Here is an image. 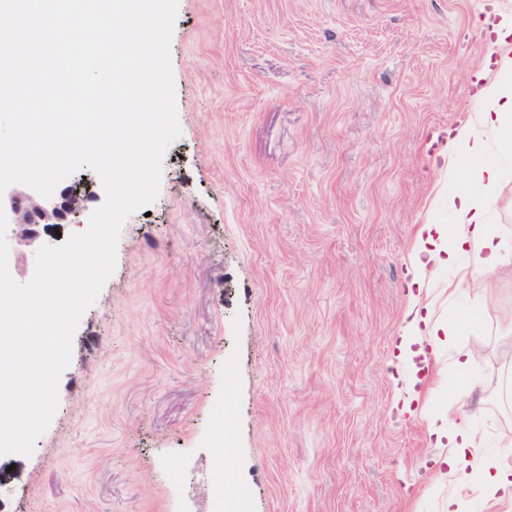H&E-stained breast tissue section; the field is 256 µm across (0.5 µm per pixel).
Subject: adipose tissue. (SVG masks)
Listing matches in <instances>:
<instances>
[{
  "label": "adipose tissue",
  "mask_w": 512,
  "mask_h": 512,
  "mask_svg": "<svg viewBox=\"0 0 512 512\" xmlns=\"http://www.w3.org/2000/svg\"><path fill=\"white\" fill-rule=\"evenodd\" d=\"M495 30L497 59L490 105L477 120L466 121L448 136L449 145L461 147L467 159L463 182L443 201L453 214L455 225L450 228L424 224L416 233L415 250L424 268L454 264L462 254L468 256L475 274L491 273L512 264V249L487 218L491 204L500 194L503 172L484 161L490 139H497L504 150H512V16L501 17ZM477 320L472 313L445 324L435 320L431 305L417 307L410 332L401 337L398 351L426 356L427 352L454 344ZM425 421L429 437L441 449L435 460L437 471L447 472L461 482V493L448 499V512H462L466 490L475 487L487 501L512 506L511 464L484 460L467 424L451 426L445 416L430 412Z\"/></svg>",
  "instance_id": "obj_1"
}]
</instances>
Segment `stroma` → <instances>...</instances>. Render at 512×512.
Returning a JSON list of instances; mask_svg holds the SVG:
<instances>
[{
    "label": "stroma",
    "mask_w": 512,
    "mask_h": 512,
    "mask_svg": "<svg viewBox=\"0 0 512 512\" xmlns=\"http://www.w3.org/2000/svg\"><path fill=\"white\" fill-rule=\"evenodd\" d=\"M512 0H178L180 136L156 199L73 337L31 456H0V512H448L440 450L410 397L512 456V266L434 315L480 318L430 362L395 341L413 304L417 227L452 225L464 177L448 131L483 111L480 21ZM490 221L512 237V155ZM222 420L228 440L212 437Z\"/></svg>",
    "instance_id": "35a3bbf8"
}]
</instances>
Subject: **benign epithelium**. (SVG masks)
Segmentation results:
<instances>
[{"mask_svg":"<svg viewBox=\"0 0 512 512\" xmlns=\"http://www.w3.org/2000/svg\"><path fill=\"white\" fill-rule=\"evenodd\" d=\"M0 204L13 226V251L19 254L51 244L48 233L53 226L73 224L86 210L85 197L72 190L47 199L20 185L0 197Z\"/></svg>","mask_w":512,"mask_h":512,"instance_id":"obj_1","label":"benign epithelium"}]
</instances>
